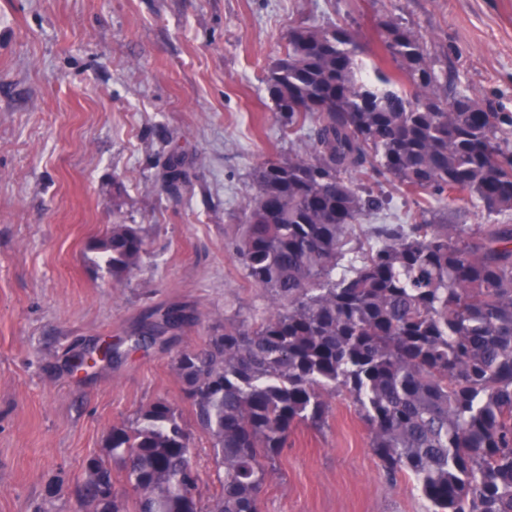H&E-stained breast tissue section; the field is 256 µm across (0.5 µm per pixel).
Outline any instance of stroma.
I'll return each instance as SVG.
<instances>
[{
    "instance_id": "obj_1",
    "label": "stroma",
    "mask_w": 512,
    "mask_h": 512,
    "mask_svg": "<svg viewBox=\"0 0 512 512\" xmlns=\"http://www.w3.org/2000/svg\"><path fill=\"white\" fill-rule=\"evenodd\" d=\"M386 18L512 115V0H0V512H75L86 461L158 399L180 416L208 507L224 473L173 358L206 347L225 318L251 324L268 308L232 241L255 168L308 142L277 114L266 75L300 26L347 28L372 66ZM372 191L393 200L366 212L354 237L418 221L391 185ZM115 224L144 239L121 281L92 248ZM172 305L194 321L129 351L149 315ZM104 339L118 348L112 362L72 372ZM54 476L65 484L51 499ZM427 509L411 480L385 475L344 392L323 425L292 431L260 495V512Z\"/></svg>"
}]
</instances>
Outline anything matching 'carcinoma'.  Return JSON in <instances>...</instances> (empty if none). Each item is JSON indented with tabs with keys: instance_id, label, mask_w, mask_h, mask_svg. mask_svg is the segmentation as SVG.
<instances>
[{
	"instance_id": "1",
	"label": "carcinoma",
	"mask_w": 512,
	"mask_h": 512,
	"mask_svg": "<svg viewBox=\"0 0 512 512\" xmlns=\"http://www.w3.org/2000/svg\"><path fill=\"white\" fill-rule=\"evenodd\" d=\"M360 76L346 28L299 27L266 84L309 151L255 169L257 193L235 249L270 311L224 321L174 368L224 467L208 512H259L268 467L298 424L322 425L328 398L348 393L371 431L382 470L413 479L428 512H512V148L493 112L436 67L423 37L393 19ZM396 64L397 72L384 67ZM368 174L427 200L414 224H383L347 257L353 225L383 196L360 193ZM470 195L497 223H448ZM112 278L140 264L144 240L114 224L93 243ZM187 315L169 308L134 334L144 348ZM105 454L81 478L86 512H202L189 437L158 399L112 426ZM118 462L130 491L112 492Z\"/></svg>"
}]
</instances>
